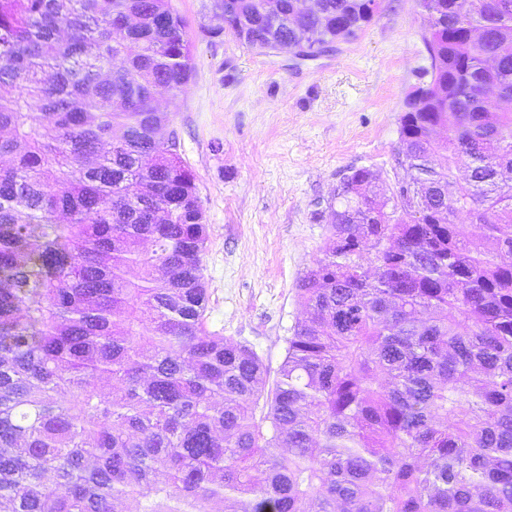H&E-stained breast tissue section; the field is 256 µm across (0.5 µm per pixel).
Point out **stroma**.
I'll list each match as a JSON object with an SVG mask.
<instances>
[{"instance_id": "stroma-1", "label": "stroma", "mask_w": 512, "mask_h": 512, "mask_svg": "<svg viewBox=\"0 0 512 512\" xmlns=\"http://www.w3.org/2000/svg\"><path fill=\"white\" fill-rule=\"evenodd\" d=\"M172 3L196 70L162 102L208 229L206 326L253 349L273 379L303 316L296 288L333 234L337 187L361 167L395 186L400 118L430 65L427 21L415 0H383L355 39L292 67L223 32L213 0Z\"/></svg>"}]
</instances>
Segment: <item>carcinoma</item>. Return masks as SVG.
<instances>
[{
	"label": "carcinoma",
	"mask_w": 512,
	"mask_h": 512,
	"mask_svg": "<svg viewBox=\"0 0 512 512\" xmlns=\"http://www.w3.org/2000/svg\"><path fill=\"white\" fill-rule=\"evenodd\" d=\"M297 2L270 20L216 0L232 11L205 33L262 53L374 19ZM417 5L431 69L399 128L417 202L344 178L268 390L252 349L205 328L196 176L160 136L156 89L195 72L184 18L0 0V512H512V0Z\"/></svg>",
	"instance_id": "carcinoma-1"
}]
</instances>
